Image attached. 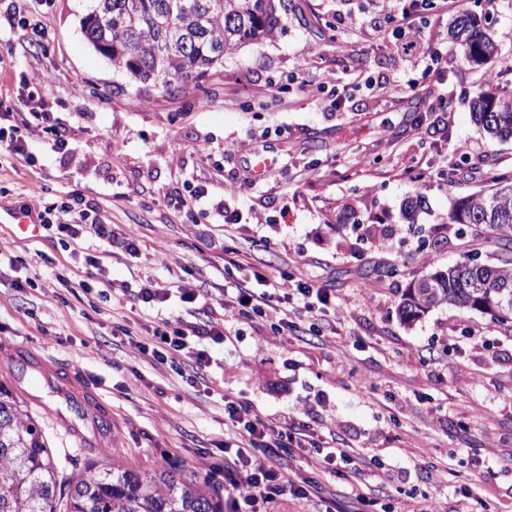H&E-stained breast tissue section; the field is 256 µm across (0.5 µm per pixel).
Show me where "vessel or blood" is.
Wrapping results in <instances>:
<instances>
[{
  "mask_svg": "<svg viewBox=\"0 0 512 512\" xmlns=\"http://www.w3.org/2000/svg\"><path fill=\"white\" fill-rule=\"evenodd\" d=\"M4 371L31 403L40 406L45 398L54 399L52 414L61 431L77 447L105 452L99 425L107 411L95 393L82 383L76 370L52 366L33 353L15 352Z\"/></svg>",
  "mask_w": 512,
  "mask_h": 512,
  "instance_id": "1",
  "label": "vessel or blood"
}]
</instances>
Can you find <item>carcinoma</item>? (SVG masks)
Wrapping results in <instances>:
<instances>
[{"instance_id": "1", "label": "carcinoma", "mask_w": 512, "mask_h": 512, "mask_svg": "<svg viewBox=\"0 0 512 512\" xmlns=\"http://www.w3.org/2000/svg\"><path fill=\"white\" fill-rule=\"evenodd\" d=\"M301 13L294 0H90L80 19L87 43L112 66L173 95L220 71L224 57L246 43L270 40L282 16ZM450 37L463 60L483 65L498 56L482 18L462 11ZM474 123L492 140L512 137V93L481 90L468 98ZM492 185L460 196L446 224L465 227L488 247L490 263L465 252L445 270L412 281L398 306L401 321L450 304L488 313L504 323L512 314V173L491 172ZM19 398L0 384V512H223L196 489V479L173 467L141 474L110 468L90 478L58 480L39 426L17 416Z\"/></svg>"}]
</instances>
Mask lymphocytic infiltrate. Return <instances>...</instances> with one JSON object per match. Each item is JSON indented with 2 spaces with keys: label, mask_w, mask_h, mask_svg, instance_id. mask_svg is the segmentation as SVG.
<instances>
[{
  "label": "lymphocytic infiltrate",
  "mask_w": 512,
  "mask_h": 512,
  "mask_svg": "<svg viewBox=\"0 0 512 512\" xmlns=\"http://www.w3.org/2000/svg\"><path fill=\"white\" fill-rule=\"evenodd\" d=\"M400 2L399 27L412 39L418 52L417 62L422 65L424 75L442 73L447 64L446 54L426 44L422 35V23L430 8V0ZM30 114L43 126L41 148L58 153L72 144V126L55 118L44 101H37ZM38 149L31 147L23 136L0 127L1 154L8 153L32 162L37 158ZM22 210L27 214L36 213L40 227L50 237L61 236L75 243L90 230L99 240L120 243L126 252L138 250L135 239L116 237L111 225L99 223L95 216L83 209L78 194L72 193L67 198L48 202L35 192ZM175 292L186 303L195 302L201 297L198 289L183 283L174 290L144 287L134 294L136 305L155 313L151 343H138L137 348L140 353L159 363L167 362L169 355L188 353L193 370L200 376L212 364V356L202 342L206 339L222 341L224 322L210 317L202 323L180 327L171 313L162 308L163 303ZM234 298L239 311H252L284 329L294 328L298 309H305L310 317L318 321L323 317L325 307L331 303L328 289L314 288L301 281L281 285L273 292H257L242 285L236 288ZM224 419L235 446L234 451L225 452L224 465L216 471L224 481L225 512H267L268 504L278 497L289 494L306 499L321 494L322 486L316 478L298 476L289 468L277 467L271 462L274 449L286 444L300 451L318 447L321 437L311 426L292 420L261 418L229 398L224 401Z\"/></svg>",
  "instance_id": "obj_1"
}]
</instances>
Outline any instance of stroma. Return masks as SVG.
I'll list each match as a JSON object with an SVG mask.
<instances>
[{
  "label": "stroma",
  "instance_id": "1",
  "mask_svg": "<svg viewBox=\"0 0 512 512\" xmlns=\"http://www.w3.org/2000/svg\"><path fill=\"white\" fill-rule=\"evenodd\" d=\"M89 0H0V113L33 144L29 114L43 99L74 129L70 150L33 164L0 156V369L11 349L76 366L112 411L108 457L76 448L28 401L18 414L46 436L59 475L90 477L103 463L139 473L164 465L218 482L224 399L261 418H293L333 433L359 457V480L377 512H512V325L442 304L412 323L396 310L413 279L446 268L467 249L445 220L452 198L488 186L489 169L512 170V140H489L465 100L484 82L512 91V0H438L424 29L448 52L443 75L422 76L392 34L398 0H307L311 27L288 17L271 40L224 59V76L175 96L115 69L83 38ZM485 17L500 59L460 61L448 27L461 10ZM47 31L30 41L24 23ZM46 75L34 85L32 74ZM451 103L440 122L439 101ZM273 158L265 180L245 184L255 153ZM458 167L447 186L450 167ZM240 178L231 195L224 185ZM209 182L200 207L171 198ZM78 193L96 217L133 236L138 257L105 242L92 252L22 231L8 209L30 189ZM424 203L415 221L409 198ZM246 252L272 280L287 272L336 294L340 315L319 336L283 330L255 314L223 313L225 289L243 272L224 251ZM97 256L109 299L85 293L87 254ZM67 269L62 287L52 268ZM375 267L396 268L376 277ZM35 287L18 289L17 278ZM185 280L224 315V342L209 343L204 378L177 375L112 338L124 291Z\"/></svg>",
  "mask_w": 512,
  "mask_h": 512
}]
</instances>
